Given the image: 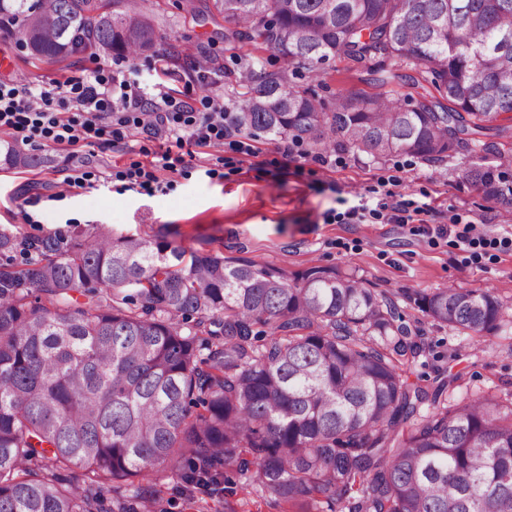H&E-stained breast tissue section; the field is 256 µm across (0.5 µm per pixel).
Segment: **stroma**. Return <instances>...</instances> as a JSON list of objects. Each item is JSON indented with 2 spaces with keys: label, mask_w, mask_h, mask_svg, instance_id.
Instances as JSON below:
<instances>
[{
  "label": "stroma",
  "mask_w": 512,
  "mask_h": 512,
  "mask_svg": "<svg viewBox=\"0 0 512 512\" xmlns=\"http://www.w3.org/2000/svg\"><path fill=\"white\" fill-rule=\"evenodd\" d=\"M211 0H141L153 17L158 39L152 50L135 58L77 54L62 62L34 57L12 41L0 38V77L15 82L44 83L91 74L136 73L147 84H163L174 98L199 104L220 95L237 99L244 67L287 74L291 84L312 90L329 101L353 89L380 93L371 61L336 59L319 73L294 70L287 59L261 41L228 42L233 22L223 17L193 20L190 8ZM182 58L215 60L216 72L184 69L170 75V51ZM277 137H260L253 155L228 144L176 146L174 140H149L134 134L108 151L84 148L82 157L93 177L90 186L63 182L64 152L46 147L50 164L36 168L0 167V229L25 237L69 234L103 224L116 235L164 237L188 250H206L227 258L278 269L287 275L312 269H333L362 278L368 287L396 301L404 322L424 351L407 371L410 379L433 384L454 376L458 382L449 403L512 390V323L491 335L461 336L426 320L414 303L416 295L448 286L487 291L512 308V252L492 251L470 259L454 236L435 234L449 213L463 220L483 219L491 225H512V206L487 198L468 183L470 162L459 154L439 164L397 153L375 160L353 151L333 152L328 165L315 162L308 144L295 145V159L284 162ZM178 158L176 172L157 170L165 191L118 190L112 172L150 165L155 154ZM398 181L406 198L426 206L427 225L328 224V211L360 206L377 209L379 184Z\"/></svg>",
  "instance_id": "stroma-1"
}]
</instances>
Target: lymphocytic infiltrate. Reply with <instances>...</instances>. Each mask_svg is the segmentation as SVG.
<instances>
[{
	"label": "lymphocytic infiltrate",
	"mask_w": 512,
	"mask_h": 512,
	"mask_svg": "<svg viewBox=\"0 0 512 512\" xmlns=\"http://www.w3.org/2000/svg\"><path fill=\"white\" fill-rule=\"evenodd\" d=\"M236 107L224 98L209 99L204 110L148 88L95 71L86 78L51 86L0 80V131L28 145L35 140L59 145L76 158L79 144L114 148L122 132L134 129L156 139L184 136L196 146L230 141L239 153L252 154L250 135L235 119ZM453 232L462 250L491 247L512 251V235L493 236L484 223L452 215L438 234Z\"/></svg>",
	"instance_id": "1"
}]
</instances>
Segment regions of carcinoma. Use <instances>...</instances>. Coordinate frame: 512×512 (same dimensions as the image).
I'll list each match as a JSON object with an SVG mask.
<instances>
[{"label": "carcinoma", "mask_w": 512, "mask_h": 512, "mask_svg": "<svg viewBox=\"0 0 512 512\" xmlns=\"http://www.w3.org/2000/svg\"><path fill=\"white\" fill-rule=\"evenodd\" d=\"M292 66L413 64L449 105L345 91L327 104L252 72L239 124L322 153L472 161L465 178L512 205V149L474 138L512 112V0H212ZM0 36L50 61L138 55L156 32L136 0H0ZM6 168L51 163L0 148ZM80 294V302L74 294ZM424 317L494 333L506 307L448 287ZM396 302L355 276L281 271L93 225L38 238L0 231V512L104 510L115 481L171 467L183 490L251 488L284 512H512V406L448 404L403 366L423 350ZM428 404V411L420 407ZM232 469L243 482L227 479ZM81 471L82 483L72 480Z\"/></svg>", "instance_id": "obj_1"}]
</instances>
